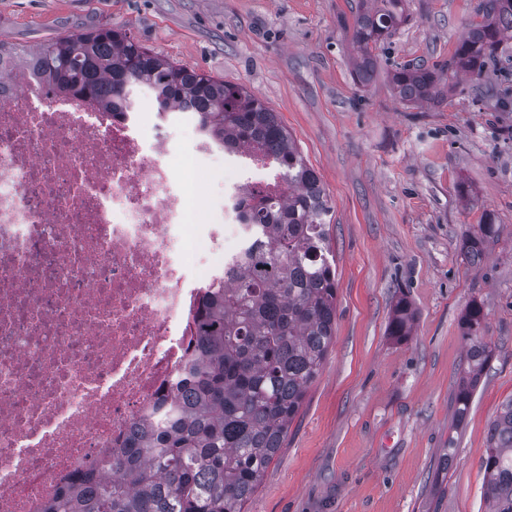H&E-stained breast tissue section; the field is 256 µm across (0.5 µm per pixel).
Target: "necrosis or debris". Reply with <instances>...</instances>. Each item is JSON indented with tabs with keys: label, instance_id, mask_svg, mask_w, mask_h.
Returning a JSON list of instances; mask_svg holds the SVG:
<instances>
[{
	"label": "necrosis or debris",
	"instance_id": "4bbe7bcc",
	"mask_svg": "<svg viewBox=\"0 0 512 512\" xmlns=\"http://www.w3.org/2000/svg\"><path fill=\"white\" fill-rule=\"evenodd\" d=\"M215 166L226 178L200 204ZM284 185L197 121L0 82V512H42L155 416L206 289L262 242L244 193Z\"/></svg>",
	"mask_w": 512,
	"mask_h": 512
}]
</instances>
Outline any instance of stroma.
Wrapping results in <instances>:
<instances>
[{"label":"stroma","mask_w":512,"mask_h":512,"mask_svg":"<svg viewBox=\"0 0 512 512\" xmlns=\"http://www.w3.org/2000/svg\"><path fill=\"white\" fill-rule=\"evenodd\" d=\"M480 0H407L410 20L360 85L339 19L355 0H0V42L35 47L107 23L156 54L248 88L277 112L328 195L339 283L324 367L246 512H484L481 456L512 397V43L447 104L393 95L396 65L448 61ZM493 213L480 265L462 236ZM411 336L387 327L399 299ZM494 354L464 420L460 317Z\"/></svg>","instance_id":"35a3bbf8"}]
</instances>
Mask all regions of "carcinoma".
I'll use <instances>...</instances> for the list:
<instances>
[{
    "instance_id": "1",
    "label": "carcinoma",
    "mask_w": 512,
    "mask_h": 512,
    "mask_svg": "<svg viewBox=\"0 0 512 512\" xmlns=\"http://www.w3.org/2000/svg\"><path fill=\"white\" fill-rule=\"evenodd\" d=\"M408 21L405 0H359L347 25L356 50L354 74L369 82L376 54ZM512 40V0H481L453 56L435 66L408 64L387 76L406 106L448 100L458 77H480L485 63ZM0 80L28 72L52 91L81 92L110 108L150 93L160 112H193L202 131L228 150L251 149L285 170L280 197L248 194L245 218L265 238L236 280L206 296L205 321L176 393L161 420L144 426L129 447L63 485L43 512H244L283 446L336 334V267L329 258L325 189L276 112L245 87L228 84L158 56L110 24L60 31L36 49L0 43ZM501 225L487 212L460 252L483 260ZM415 311L396 303L388 334L412 333ZM485 313L473 300L460 320L465 368L455 415L469 412L493 356L480 335ZM487 512H512V398L490 420L481 458Z\"/></svg>"
}]
</instances>
